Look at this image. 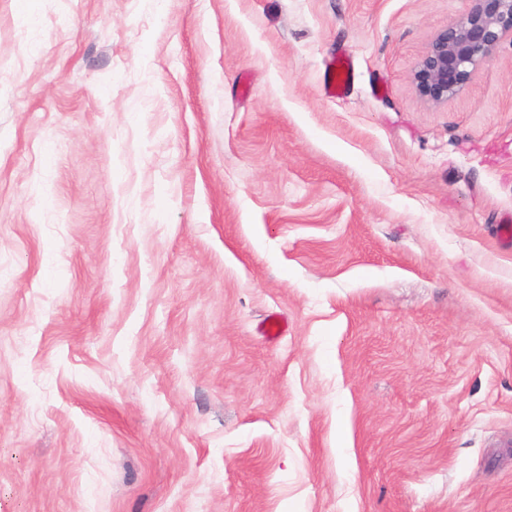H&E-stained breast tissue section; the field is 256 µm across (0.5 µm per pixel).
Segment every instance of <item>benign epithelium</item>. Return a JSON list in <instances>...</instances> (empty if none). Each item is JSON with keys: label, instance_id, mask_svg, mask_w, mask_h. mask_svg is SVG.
Returning a JSON list of instances; mask_svg holds the SVG:
<instances>
[{"label": "benign epithelium", "instance_id": "obj_1", "mask_svg": "<svg viewBox=\"0 0 512 512\" xmlns=\"http://www.w3.org/2000/svg\"><path fill=\"white\" fill-rule=\"evenodd\" d=\"M507 38L512 40V0H471L466 16L436 34L417 63V92L432 104L447 102Z\"/></svg>", "mask_w": 512, "mask_h": 512}]
</instances>
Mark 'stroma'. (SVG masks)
<instances>
[{"label":"stroma","instance_id":"1","mask_svg":"<svg viewBox=\"0 0 512 512\" xmlns=\"http://www.w3.org/2000/svg\"><path fill=\"white\" fill-rule=\"evenodd\" d=\"M469 7L0 0V512H512V42L411 80Z\"/></svg>","mask_w":512,"mask_h":512}]
</instances>
